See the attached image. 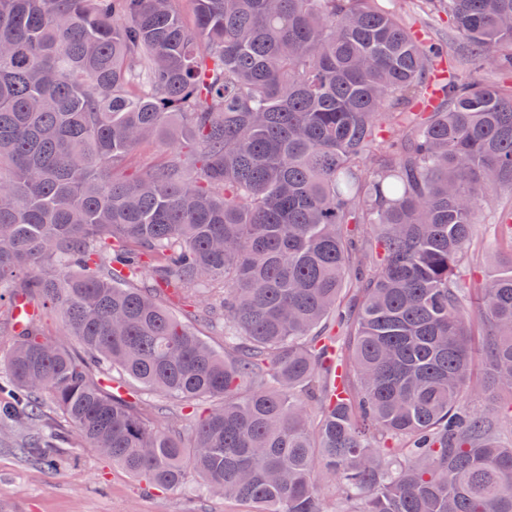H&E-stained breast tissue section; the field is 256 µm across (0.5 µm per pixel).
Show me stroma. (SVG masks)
<instances>
[{"label":"stroma","instance_id":"obj_1","mask_svg":"<svg viewBox=\"0 0 512 512\" xmlns=\"http://www.w3.org/2000/svg\"><path fill=\"white\" fill-rule=\"evenodd\" d=\"M498 197L489 193L476 210L472 236L482 251L475 275L512 262L493 239ZM24 433L0 428V512H240L236 503L205 496L197 483L174 491H147L90 448L55 449L54 466L21 453Z\"/></svg>","mask_w":512,"mask_h":512}]
</instances>
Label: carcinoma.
Masks as SVG:
<instances>
[{"instance_id": "1", "label": "carcinoma", "mask_w": 512, "mask_h": 512, "mask_svg": "<svg viewBox=\"0 0 512 512\" xmlns=\"http://www.w3.org/2000/svg\"><path fill=\"white\" fill-rule=\"evenodd\" d=\"M192 2L0 0V426L43 458L57 409L146 485L247 512L330 486L343 512H512V442L462 403L478 350L512 400V262L467 278L490 191L512 252V82L481 80L512 70V0H419L468 44L449 71L394 0ZM154 396L217 404L183 438ZM166 154L160 144H145L133 152L132 165L129 173L143 174L157 159ZM171 306L183 317L188 325L197 331L200 336H203L216 349L221 350L224 348V337L211 334L206 325L198 320L196 316L198 307L196 305L192 303H174L171 304Z\"/></svg>"}]
</instances>
